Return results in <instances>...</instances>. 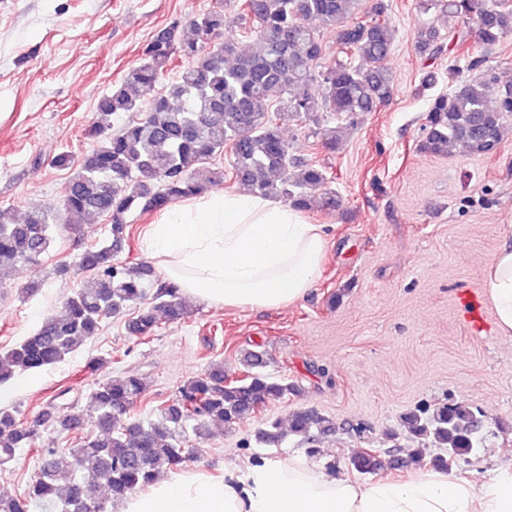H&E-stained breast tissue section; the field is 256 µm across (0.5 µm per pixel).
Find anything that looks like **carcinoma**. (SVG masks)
<instances>
[{
  "mask_svg": "<svg viewBox=\"0 0 512 512\" xmlns=\"http://www.w3.org/2000/svg\"><path fill=\"white\" fill-rule=\"evenodd\" d=\"M360 0H236V23L254 40L243 51L231 36L214 48L205 38L224 27L221 8L188 21L173 19L142 49L141 64L97 103V120L87 129L95 147L82 160L61 153L55 164L73 170L55 207L29 210L15 221L0 210V281L18 264L36 267L49 251L53 234L91 217L109 216V242L85 250L77 271L92 275L91 285L76 289L43 319L30 336L0 351V384L17 373L38 371L64 361L77 344L100 331L111 317L123 316L147 297L149 265L116 261L126 245L125 215L156 212L169 203L198 196L224 181L212 160L229 153L232 177L243 190L310 211L336 206V195L322 191L325 171L292 154L283 125L309 112H325L331 123L315 132L322 146L336 151L343 124L377 111L396 91L384 61L395 27L390 0H376L371 15H358ZM417 8L448 17V31L432 23L419 26L415 46L424 59L420 90H430L440 75L431 64L445 53L463 50L469 26L486 46L512 34V0H417ZM316 21L336 33L340 57L322 65L321 32ZM183 60L175 77L166 80L173 61ZM466 68L476 79H462L448 69V94L435 96L427 110L421 148L433 155L462 146L468 154L486 156L512 136V85L500 86L485 55L469 53ZM135 118L115 128L110 118ZM170 322L187 314L186 301L172 283L160 284L152 306L128 319L131 334L143 338L158 329L157 313ZM240 376L230 379L224 363L186 379L178 394L161 404L155 419L134 416L144 393L135 376L104 381L94 393L91 430L72 448H38L40 462L25 492L0 497V512H30L37 505L59 512H107L106 501H122L147 488L161 475L176 472L190 458L187 433L202 439L211 427L252 419L271 401L300 391L286 377L267 373L268 353L246 350L238 358ZM73 406L52 402L33 425L0 411V467L22 448H33L37 428L68 433L80 426ZM406 431L448 456H435L431 466L447 470L468 462L480 445L477 419L463 403L439 405L407 414ZM336 431L335 423L312 410L294 412L288 431L267 419L255 440L279 444L287 435L310 445L318 435ZM351 470L376 475L382 469L379 450L363 449L349 459Z\"/></svg>",
  "mask_w": 512,
  "mask_h": 512,
  "instance_id": "obj_1",
  "label": "carcinoma"
}]
</instances>
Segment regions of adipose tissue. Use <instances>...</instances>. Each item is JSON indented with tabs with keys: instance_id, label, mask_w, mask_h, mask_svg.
Listing matches in <instances>:
<instances>
[{
	"instance_id": "adipose-tissue-1",
	"label": "adipose tissue",
	"mask_w": 512,
	"mask_h": 512,
	"mask_svg": "<svg viewBox=\"0 0 512 512\" xmlns=\"http://www.w3.org/2000/svg\"><path fill=\"white\" fill-rule=\"evenodd\" d=\"M483 286L500 335L512 337V225ZM144 248L182 292L224 307L282 308L306 296L326 252L322 225L280 202L209 192L160 210ZM118 512H512V463L476 484L427 471L369 483L329 474L306 457L189 469L122 501Z\"/></svg>"
}]
</instances>
